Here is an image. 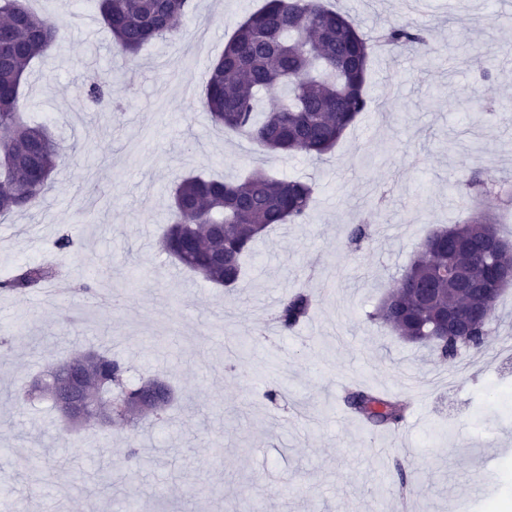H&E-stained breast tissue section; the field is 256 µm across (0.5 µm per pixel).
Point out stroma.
I'll return each instance as SVG.
<instances>
[{"mask_svg":"<svg viewBox=\"0 0 512 512\" xmlns=\"http://www.w3.org/2000/svg\"><path fill=\"white\" fill-rule=\"evenodd\" d=\"M367 35L408 23L427 30L437 58L408 51L373 57L368 109L334 151L314 160L270 156L214 126L201 106L210 63L262 0H195L177 35L146 45L136 61L116 54L95 0H36L63 39L35 60L20 98L25 119L49 127L70 155L38 208L0 223L8 246L0 278L29 262L60 260L70 280L92 278L123 293L102 309L75 288L52 294L0 293V483L28 512H470L512 499V287L485 348L443 361L373 320L417 246L437 227L468 218L480 200L457 175L512 182V0H431L414 13L406 0H330ZM209 43L196 59L191 92L170 76L197 30ZM108 81L110 110L84 90ZM255 168L317 185L306 223L259 239L245 274L218 288L158 248L175 176L234 180ZM367 223L361 250L346 246L350 225ZM76 241L58 257L62 229ZM304 286L317 306L283 333L272 313ZM107 351L131 381L166 378L176 402L166 421L120 425L63 421L36 395L14 404L3 392L69 355ZM423 382L415 397L399 378ZM406 403L412 426L406 488L392 480L401 456L376 455L389 438L343 404L342 382ZM276 391L268 400L267 391ZM137 439L144 466L124 465ZM96 448L112 487L85 451Z\"/></svg>","mask_w":512,"mask_h":512,"instance_id":"1","label":"stroma"}]
</instances>
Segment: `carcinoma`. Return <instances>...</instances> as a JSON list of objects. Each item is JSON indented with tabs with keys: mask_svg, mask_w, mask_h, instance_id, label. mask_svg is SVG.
Returning <instances> with one entry per match:
<instances>
[{
	"mask_svg": "<svg viewBox=\"0 0 512 512\" xmlns=\"http://www.w3.org/2000/svg\"><path fill=\"white\" fill-rule=\"evenodd\" d=\"M102 21L118 53L133 57L146 44L176 33L174 22L190 14L194 0H97ZM0 28L11 40L0 45V221L37 206L48 191L52 174L70 161L45 125H30L21 116L20 88L31 63L58 40L45 17L25 0H0ZM390 48H411L427 57L428 36L408 24L396 25L382 36ZM377 42L363 35L349 15L327 7L323 0H265L237 26L224 50L207 72L202 105L213 123L226 133L245 136L268 154L302 153L320 158L333 151L346 130L367 109L365 84ZM457 183L480 194L512 200V191L488 184L474 173ZM315 202V185L300 178H278L256 170L236 181L178 177L172 187L170 220L160 238L161 249L176 264L206 281L232 287L242 274V260L256 241L280 224H304ZM456 232L478 237L497 233L486 212L458 225ZM369 225L348 230L347 243L358 250L370 239ZM512 265L505 250L489 259L472 252H448L422 241L398 283L381 301L376 318L402 338L431 346L430 331L441 310L466 303L483 304L478 290L462 296L448 278V268L462 269L476 284L493 266ZM55 271L32 263L0 279V292L25 294L54 281ZM313 299L299 289L285 294L274 313L283 332L296 329L310 315ZM498 321L478 320L470 344L448 343L441 357L460 358L483 350ZM103 393L88 419L98 423L116 415L132 427L150 411L160 415L171 401L147 402L144 384L127 389L130 367L106 352L80 356ZM346 405L367 424L396 429L406 406L370 390H356Z\"/></svg>",
	"mask_w": 512,
	"mask_h": 512,
	"instance_id": "obj_1",
	"label": "carcinoma"
}]
</instances>
